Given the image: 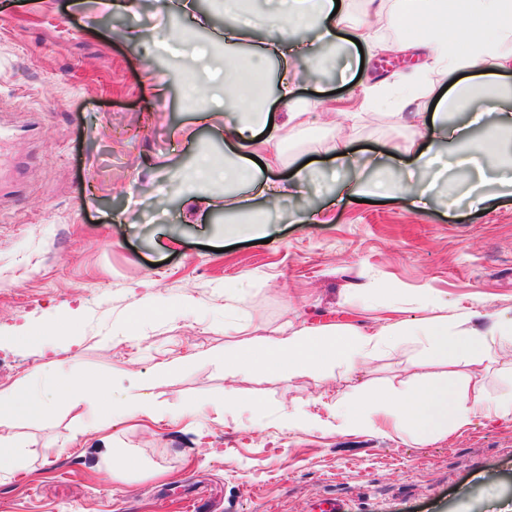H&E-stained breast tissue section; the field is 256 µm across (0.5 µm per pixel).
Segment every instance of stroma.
<instances>
[{"label": "stroma", "instance_id": "35a3bbf8", "mask_svg": "<svg viewBox=\"0 0 512 512\" xmlns=\"http://www.w3.org/2000/svg\"><path fill=\"white\" fill-rule=\"evenodd\" d=\"M166 0L134 11L106 0H0V384L59 359L84 375H108L122 400L140 373L180 360L154 390L162 406L187 408L177 425L128 421L112 445L137 449L162 478L112 481L96 433L75 412L11 427L27 470L0 474V512H512V421L477 415L448 435L419 441L364 423L289 430L293 408L329 417L330 403L416 383L415 349L387 351L356 370L288 381L243 378L190 354L223 350L246 335L328 325L380 328L391 319L472 309L512 317V186L456 206L468 184L448 171L428 205L374 198L402 180L396 145L416 135L379 101L359 117L351 147L370 165L347 173L344 201L320 146L343 116L323 123L335 90L392 81L418 62L364 48L346 76L299 69L298 95L312 122L282 142L268 177L314 170L264 235L235 231L240 214L220 184L202 185L200 153L224 165V116L201 122L184 97L191 46L223 51L222 0H202L199 24ZM135 30L138 41L126 34ZM324 209L334 220L311 224ZM196 308L141 321L138 337L114 341L117 325L147 295ZM57 328L54 351L14 343L29 327ZM248 401L238 418L214 420L226 393Z\"/></svg>", "mask_w": 512, "mask_h": 512}]
</instances>
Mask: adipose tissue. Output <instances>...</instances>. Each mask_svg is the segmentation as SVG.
<instances>
[{
	"instance_id": "1",
	"label": "adipose tissue",
	"mask_w": 512,
	"mask_h": 512,
	"mask_svg": "<svg viewBox=\"0 0 512 512\" xmlns=\"http://www.w3.org/2000/svg\"><path fill=\"white\" fill-rule=\"evenodd\" d=\"M298 0H276V8L266 19L273 33L244 63H237L233 48L250 24L251 11L246 0H224V13L232 19L224 27L223 57L209 59L201 48L191 51L196 72L190 91L207 85L215 107L232 110L224 123V140L231 146L224 157L223 170L201 163L204 180L228 188H254L264 199L267 212L278 210L293 185L303 182L308 171L297 169L291 182L261 179L250 157L256 137H263L270 153L267 165L277 164L278 145L287 134L309 124L310 113L295 97L294 74L290 63L305 61L309 66H328L334 61L328 48L340 44L338 29L349 27L344 11L336 10L335 0H310L307 8ZM394 24L412 25L413 42L422 52L420 63L402 76L405 84L426 88L433 103L413 104L411 99L396 101L398 119L416 115L420 118L418 139L441 142L452 139L456 166L467 181L484 176L479 161L500 158L502 171H512V107L497 97L512 76V0H396L391 16ZM315 26L323 45L315 51L312 44L292 37L295 28ZM278 60L283 72L277 84V99L286 108L280 124L270 125L267 112H245V103H267L268 91L261 75V64ZM451 74L455 80L446 91H438L435 76ZM470 112L473 123L449 126V111ZM480 314L463 310L453 317L424 316L413 320H392L376 331L351 330L328 326L302 329L267 339H243L225 347L223 352L194 354L199 363H224L242 377L264 371L288 381L302 375L335 377L350 372L357 364L377 352L392 350L415 341L430 362L439 365L464 364L471 372L463 396H456L447 378L410 386L387 402L377 425L389 430L404 427L427 437L443 435L470 425L475 413L512 419V391L489 397L484 374L496 352L512 349V319L481 324ZM55 370H35L7 387L0 386V428L12 426L21 418L48 423L55 419L59 405L83 409L89 427L101 434L104 445H111L110 431L117 424L136 416H158L160 409L147 392L173 373L176 363L157 365L140 378L136 388L123 403L111 400L107 379L76 375L55 361Z\"/></svg>"
}]
</instances>
